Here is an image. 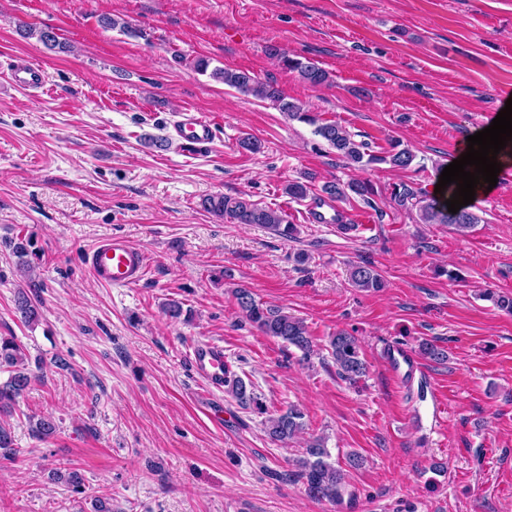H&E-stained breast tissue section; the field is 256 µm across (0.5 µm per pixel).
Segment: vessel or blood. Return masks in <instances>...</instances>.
I'll return each instance as SVG.
<instances>
[{"instance_id":"vessel-or-blood-1","label":"vessel or blood","mask_w":512,"mask_h":512,"mask_svg":"<svg viewBox=\"0 0 512 512\" xmlns=\"http://www.w3.org/2000/svg\"><path fill=\"white\" fill-rule=\"evenodd\" d=\"M9 80L15 87L39 91L45 86L42 69L26 60H13L8 64ZM169 135L181 143L184 150L196 152L208 148L216 137V124L206 116L186 109L179 112L169 129ZM84 263L97 282L115 287L136 286L146 270L144 253L125 237L112 236L94 245L85 255ZM383 362L394 384H402L413 377L418 365L405 348L394 345L383 355ZM190 363L195 375L209 389L223 390L224 370L229 363L224 347L215 342L195 344Z\"/></svg>"}]
</instances>
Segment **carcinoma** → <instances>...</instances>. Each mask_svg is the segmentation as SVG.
Instances as JSON below:
<instances>
[{
    "instance_id": "carcinoma-1",
    "label": "carcinoma",
    "mask_w": 512,
    "mask_h": 512,
    "mask_svg": "<svg viewBox=\"0 0 512 512\" xmlns=\"http://www.w3.org/2000/svg\"><path fill=\"white\" fill-rule=\"evenodd\" d=\"M28 37H37L49 49H66L58 40L57 34L49 29L35 30L22 28ZM282 66L298 73L299 77L312 86H319L330 80L329 73L315 63L297 57H290L273 48ZM193 68L201 74L224 83L245 96L269 100L275 104L290 120H299L314 126V135L320 137L336 154L346 161V165L365 169L373 165L385 164L393 168L407 169L415 160L411 150L398 140H392L389 148L376 154L364 140H356L355 134L336 122H322L291 100L271 84L256 80L243 70L223 67H210L206 58L193 61ZM362 198L366 204L375 206L374 189L363 180H352L346 184L329 181L322 186V192L331 198H343L347 192ZM396 205L418 212L423 224H454L464 229L480 222V217L470 208L463 207L457 213L448 212L446 205L435 198H429L419 189L403 185L392 192ZM205 210L219 216L228 217L238 224H256L273 231L285 240L296 237V225L288 221L285 213L269 206H262L245 197L225 195L209 196L202 200ZM349 281L355 288L370 291L383 287L381 275L371 265H354L349 272ZM234 297L243 320L266 336L280 340L285 347L294 348L305 359L310 358L315 341L310 335L304 319L288 313L280 307L267 305L255 299L250 289L237 287ZM15 310L20 319L30 325L39 319V309L25 291H20L15 299ZM329 354L334 360L340 378L351 385L366 375L367 364L362 358L358 339L348 332H339L328 343ZM9 372L8 379L0 382V413L12 411L16 400L30 386L33 373L27 367V356L13 340L0 337V370ZM224 391L230 394L244 407H253L263 414L266 409L245 380L231 372L224 378ZM304 413L295 406L267 418L266 425L270 437L281 443H288L305 428ZM31 432L38 438H49L56 434L57 423L50 415H44L30 423ZM19 450L14 448V436L10 427L0 424V455L7 460L14 459ZM298 477L303 480L306 493L315 500H326L338 505L343 504L346 493L345 474L341 467L331 461V454L324 440L315 437L309 441L303 455L297 460ZM56 479L79 490L83 484L82 475L75 469L53 472Z\"/></svg>"
}]
</instances>
